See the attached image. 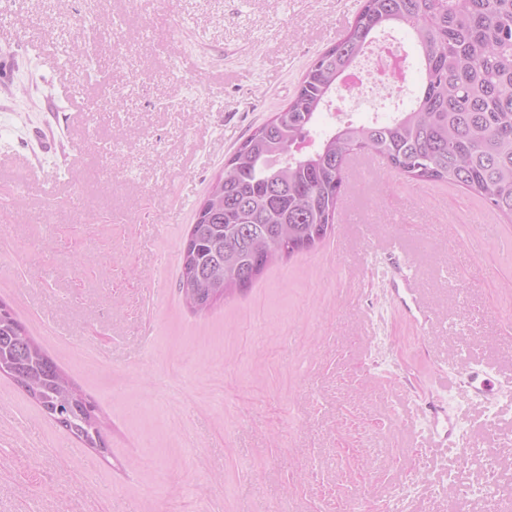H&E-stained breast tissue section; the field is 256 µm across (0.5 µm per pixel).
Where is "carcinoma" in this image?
Wrapping results in <instances>:
<instances>
[{
    "mask_svg": "<svg viewBox=\"0 0 512 512\" xmlns=\"http://www.w3.org/2000/svg\"><path fill=\"white\" fill-rule=\"evenodd\" d=\"M393 24L408 27L422 87L387 122L345 121L314 149L306 141L342 80ZM358 153L380 156L416 181L466 188L512 216V0H361L347 33L308 66L288 104L224 163L214 199L197 214L183 250L187 303L243 290L281 256L332 232ZM12 377L61 428L104 447L94 407L8 309L0 310V374Z\"/></svg>",
    "mask_w": 512,
    "mask_h": 512,
    "instance_id": "1",
    "label": "carcinoma"
}]
</instances>
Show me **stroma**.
Segmentation results:
<instances>
[{
  "mask_svg": "<svg viewBox=\"0 0 512 512\" xmlns=\"http://www.w3.org/2000/svg\"><path fill=\"white\" fill-rule=\"evenodd\" d=\"M360 4L0 0V303L107 423L101 453L0 375V512H389L399 485L405 512H512V217L353 174L363 227L208 311L180 290L225 161ZM433 403L477 458L433 445ZM486 463L492 503L449 493Z\"/></svg>",
  "mask_w": 512,
  "mask_h": 512,
  "instance_id": "35a3bbf8",
  "label": "stroma"
}]
</instances>
